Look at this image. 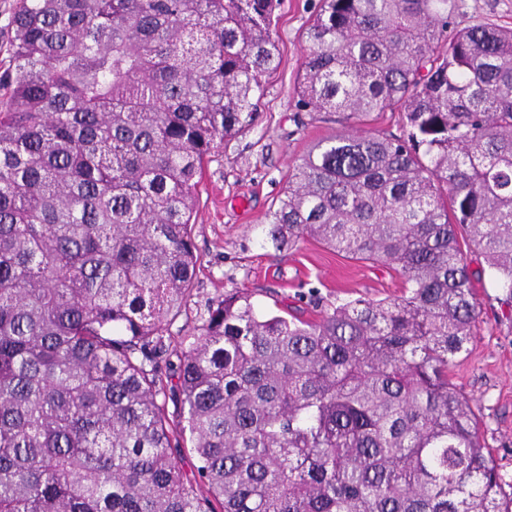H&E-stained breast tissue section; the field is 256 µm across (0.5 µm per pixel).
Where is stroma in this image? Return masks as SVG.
<instances>
[{
  "mask_svg": "<svg viewBox=\"0 0 512 512\" xmlns=\"http://www.w3.org/2000/svg\"><path fill=\"white\" fill-rule=\"evenodd\" d=\"M318 6L319 0H281L276 25L281 62L265 85L259 118L204 165L191 231L196 276L169 326L173 344L200 325L209 305L236 290L251 293L263 311L277 313L287 305L310 320L351 299L401 292L402 278L394 270L351 259L312 239L279 250L268 236L266 216L290 169L313 142L336 129L297 111L293 96L305 32ZM454 24L512 27V0H459ZM476 292V337L455 357L449 374L471 398L503 476V491L512 497V302L506 289L489 281Z\"/></svg>",
  "mask_w": 512,
  "mask_h": 512,
  "instance_id": "obj_1",
  "label": "stroma"
}]
</instances>
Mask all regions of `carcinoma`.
<instances>
[{
  "mask_svg": "<svg viewBox=\"0 0 512 512\" xmlns=\"http://www.w3.org/2000/svg\"><path fill=\"white\" fill-rule=\"evenodd\" d=\"M278 4L21 0L11 17L0 512H512L448 377L479 315L457 229L512 297V28L452 32L456 0H321L294 94L340 130L268 217L277 245L394 267L402 295L304 320L235 291L166 346L204 163L255 124ZM387 111L403 135L367 128Z\"/></svg>",
  "mask_w": 512,
  "mask_h": 512,
  "instance_id": "1",
  "label": "carcinoma"
}]
</instances>
